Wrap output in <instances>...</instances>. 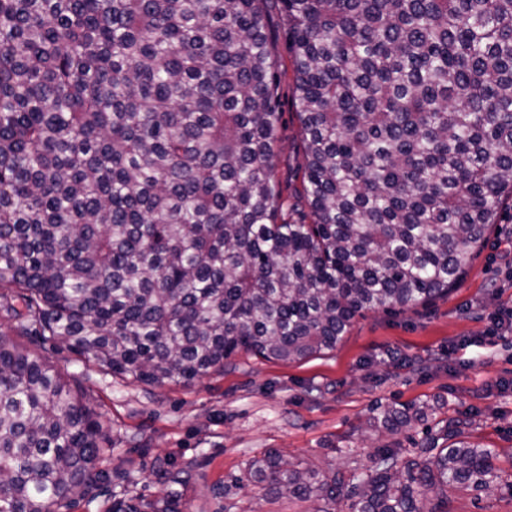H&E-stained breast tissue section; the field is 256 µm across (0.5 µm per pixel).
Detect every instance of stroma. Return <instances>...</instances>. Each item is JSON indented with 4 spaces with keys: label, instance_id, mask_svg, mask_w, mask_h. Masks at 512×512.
<instances>
[{
    "label": "stroma",
    "instance_id": "35a3bbf8",
    "mask_svg": "<svg viewBox=\"0 0 512 512\" xmlns=\"http://www.w3.org/2000/svg\"><path fill=\"white\" fill-rule=\"evenodd\" d=\"M267 33L281 64L280 124L274 173L296 210L303 151L293 106L290 54L278 9ZM512 306V210L462 282L428 303L357 317L336 349L296 362L241 352L189 385L154 387L115 378L66 347L24 338L61 368L104 422L103 463L116 494L155 499L161 464L185 469L183 512H308L307 502L252 481L248 463L273 451L316 469L370 464L379 440L364 431L371 409L396 401L442 403V417L462 422L512 478V329L485 339L500 310ZM450 512H512V489L458 493Z\"/></svg>",
    "mask_w": 512,
    "mask_h": 512
}]
</instances>
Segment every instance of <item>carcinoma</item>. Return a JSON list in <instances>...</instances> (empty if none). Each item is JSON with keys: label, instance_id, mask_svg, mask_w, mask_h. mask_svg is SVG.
<instances>
[{"label": "carcinoma", "instance_id": "1", "mask_svg": "<svg viewBox=\"0 0 512 512\" xmlns=\"http://www.w3.org/2000/svg\"><path fill=\"white\" fill-rule=\"evenodd\" d=\"M268 0H0V320L114 377L199 380L244 351L333 350L356 317L448 294L512 202V0H273L309 218L273 173ZM427 402L378 404L411 449L253 481L311 512H448L502 479ZM101 415L0 332V512H70L106 479ZM448 445L440 448L438 441ZM163 496L104 512H181ZM437 491L433 499L421 490Z\"/></svg>", "mask_w": 512, "mask_h": 512}]
</instances>
